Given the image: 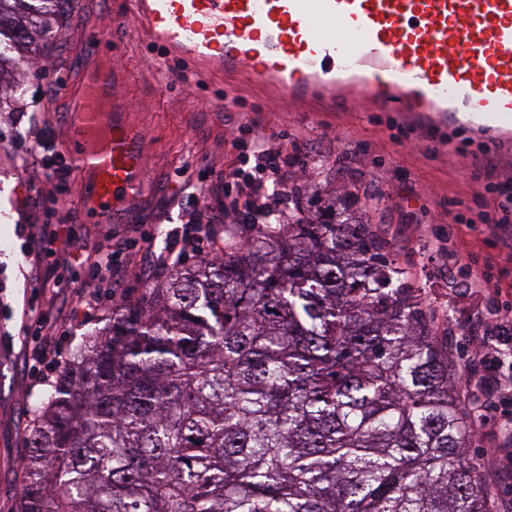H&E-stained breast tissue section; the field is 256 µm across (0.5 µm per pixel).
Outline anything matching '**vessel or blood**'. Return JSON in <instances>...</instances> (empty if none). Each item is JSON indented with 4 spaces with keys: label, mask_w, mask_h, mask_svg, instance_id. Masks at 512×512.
I'll return each mask as SVG.
<instances>
[{
    "label": "vessel or blood",
    "mask_w": 512,
    "mask_h": 512,
    "mask_svg": "<svg viewBox=\"0 0 512 512\" xmlns=\"http://www.w3.org/2000/svg\"><path fill=\"white\" fill-rule=\"evenodd\" d=\"M114 22L189 79L241 76L277 104L342 99L512 137V0H116ZM118 47L110 31L88 34L65 114L63 164L101 224L137 191L149 151L128 119L127 71L101 62Z\"/></svg>",
    "instance_id": "b4317fda"
}]
</instances>
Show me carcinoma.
<instances>
[{
    "mask_svg": "<svg viewBox=\"0 0 512 512\" xmlns=\"http://www.w3.org/2000/svg\"><path fill=\"white\" fill-rule=\"evenodd\" d=\"M68 0H0V101ZM106 315L25 431L19 512H489L448 320L351 194Z\"/></svg>",
    "mask_w": 512,
    "mask_h": 512,
    "instance_id": "cac0c4a2",
    "label": "carcinoma"
}]
</instances>
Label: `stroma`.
<instances>
[{
    "label": "stroma",
    "instance_id": "obj_1",
    "mask_svg": "<svg viewBox=\"0 0 512 512\" xmlns=\"http://www.w3.org/2000/svg\"><path fill=\"white\" fill-rule=\"evenodd\" d=\"M98 28L114 29L127 44L112 60L131 73L130 119L149 142L147 173L109 224L85 219L81 183L69 178L60 216L75 225L90 252L121 246L144 232L151 240L133 255L128 273L96 314L80 320L76 299L87 284L61 280L40 289L36 274L27 270L20 232L41 223L42 204L56 192L42 162L64 142V92L80 78L86 32ZM160 55L131 29L114 26L112 0H75L57 32L39 42L21 89L0 102V512H18L23 436L37 397L48 391L36 382L24 329L44 324L62 337L66 350H74L88 331L103 327L115 304L140 296L170 272L159 258L175 246L197 198H204L215 219L214 241H223L225 203L243 198L257 174L245 148L253 138L284 146L288 182L306 179L305 213L345 188L379 198L386 253L408 268L424 303L448 316L449 350L464 344L472 318L484 307L475 298L456 304L463 288L448 252L466 244L478 267L512 283V265L500 261L504 247L488 231L503 216L494 186L512 182V145L492 147L459 129H427L395 112H275L268 95L244 81L187 83L182 64L161 62ZM34 134L41 144L30 153L24 141ZM431 236L443 242L445 256L432 255Z\"/></svg>",
    "mask_w": 512,
    "mask_h": 512
}]
</instances>
